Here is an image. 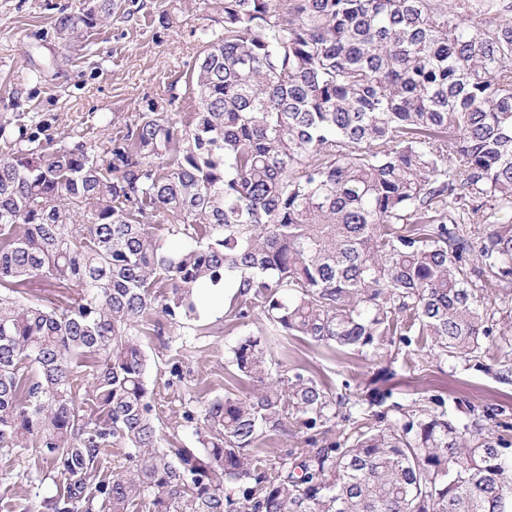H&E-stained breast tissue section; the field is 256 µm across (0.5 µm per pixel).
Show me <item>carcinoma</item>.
I'll return each mask as SVG.
<instances>
[{
	"label": "carcinoma",
	"mask_w": 512,
	"mask_h": 512,
	"mask_svg": "<svg viewBox=\"0 0 512 512\" xmlns=\"http://www.w3.org/2000/svg\"><path fill=\"white\" fill-rule=\"evenodd\" d=\"M211 5L223 32L181 124L143 112L53 148L21 124L29 146L0 155V451L42 465L33 489L59 478L40 512H512L499 409L461 427L426 389L382 411L394 370L338 393L274 370L269 342L400 343L512 384L491 300L512 296V3ZM114 6L57 17L64 46ZM226 285L230 317L267 332L232 349L238 393L183 404L194 446L167 441L142 327ZM338 419L353 437H332ZM292 421L307 447H260ZM111 448L127 466L100 479Z\"/></svg>",
	"instance_id": "carcinoma-1"
}]
</instances>
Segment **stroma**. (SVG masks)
<instances>
[{
	"instance_id": "1",
	"label": "stroma",
	"mask_w": 512,
	"mask_h": 512,
	"mask_svg": "<svg viewBox=\"0 0 512 512\" xmlns=\"http://www.w3.org/2000/svg\"><path fill=\"white\" fill-rule=\"evenodd\" d=\"M111 19L91 30L83 47L64 49L54 29L62 15L80 16L89 0H0V121L34 115L40 143L74 144L99 137L140 113L181 121L193 99L187 86L206 33L219 25L206 0H115ZM260 320L242 326L224 310L201 311L198 319L169 323L153 318L140 338L154 360L150 381L164 410V433H172L182 403L224 394L230 386L231 349ZM181 358L185 386L165 388L172 359ZM289 365L317 372L333 388L350 381L361 394L388 366L402 392L444 388L448 413L468 423L469 407H498L512 440V384L498 382L475 364L436 365L410 351L383 360L357 354L333 357L323 347L288 341ZM33 462L0 451V512H11L27 495L24 479Z\"/></svg>"
}]
</instances>
